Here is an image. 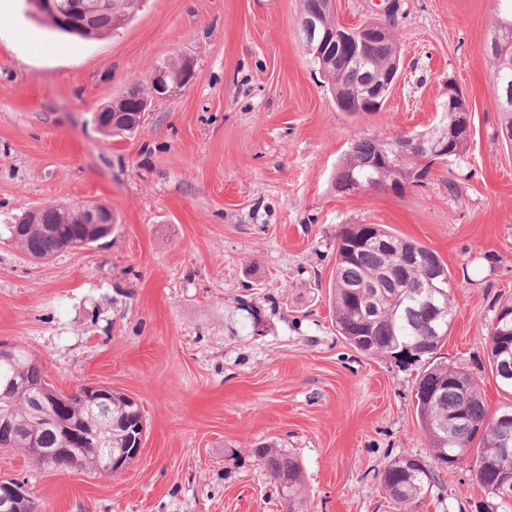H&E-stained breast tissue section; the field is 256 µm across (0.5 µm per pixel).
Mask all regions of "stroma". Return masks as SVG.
<instances>
[{
  "label": "stroma",
  "instance_id": "35a3bbf8",
  "mask_svg": "<svg viewBox=\"0 0 512 512\" xmlns=\"http://www.w3.org/2000/svg\"><path fill=\"white\" fill-rule=\"evenodd\" d=\"M400 76L376 112H342L302 44L303 0H144L100 39L0 0V341L59 391L134 398L140 455L118 475L56 469L0 447V480L39 512H283L253 448L303 470L308 512H394L381 476L428 459L418 366L337 335L336 237L385 224L433 250L455 282L440 350L503 404L484 357L497 297L512 296V149L500 136L486 43L501 0H399ZM176 58L194 76L152 101L140 131L93 115ZM456 83L473 105L463 156L404 191L336 192L352 134L431 126ZM111 207L107 237L35 259L7 224L46 204ZM512 512L468 465L441 472L423 512Z\"/></svg>",
  "mask_w": 512,
  "mask_h": 512
}]
</instances>
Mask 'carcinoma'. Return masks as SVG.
Listing matches in <instances>:
<instances>
[{
	"mask_svg": "<svg viewBox=\"0 0 512 512\" xmlns=\"http://www.w3.org/2000/svg\"><path fill=\"white\" fill-rule=\"evenodd\" d=\"M106 5L90 20L89 27L69 30L82 38L95 39L140 10L143 0H105ZM313 62L325 65L324 77L336 97V106L345 111L342 102L358 105L361 96L360 69L345 59L346 52L335 43L324 42L319 51H311ZM390 40L375 38L364 47L369 69L384 71L391 62ZM168 84L184 86L191 76V66L184 59H174L163 65ZM114 112H138V101L131 91H125L102 110L106 116ZM458 113L441 112L436 123L421 132L426 146L435 152V160L444 163L467 149L469 139L456 134ZM136 121L102 120L103 134L117 137L134 134ZM393 139L357 136L351 139L334 186L339 192L349 190L356 182L385 186L395 192L408 185H421L431 169L420 167L409 157L398 160L396 167L382 163ZM97 229L88 224V214L80 205H47L40 208V223L13 224L11 240L25 254L43 259L59 252L66 245L81 246ZM439 271L438 288L427 295L417 285L429 273ZM455 283L448 267L439 256L413 240L400 237L382 224H351L336 240L334 276L329 295L337 333L345 341L369 356L391 357L407 364L432 360L444 345L454 319ZM497 311L489 324L487 357L490 370L499 389L512 398V378L503 372L504 354L512 350V300L496 302ZM47 382L40 366L24 350L17 351L14 361L0 366V416L9 419L20 440L12 444L38 463L43 460L37 448H60L63 441L53 428H42L35 417L32 396ZM416 412L430 447L435 465L423 468L415 462L410 466L393 459L381 477L384 490L395 512H420L422 504L438 484L440 471L448 469L443 461L456 463L473 457L472 472L489 493L503 499L500 493L503 467L512 466V433L505 434L498 422L500 413L512 410L504 404L490 415L477 381L460 368H450L445 362H432L417 379ZM125 399L116 397L112 414L102 416L90 397L74 396L67 403L69 418L88 424L89 433L110 448L115 441L112 415L123 413ZM78 466L99 471L98 448H77ZM255 456L264 462L271 481L280 474L288 484L278 488L288 512H303L306 489L301 465L292 453L265 444L255 449Z\"/></svg>",
	"mask_w": 512,
	"mask_h": 512,
	"instance_id": "1",
	"label": "carcinoma"
}]
</instances>
